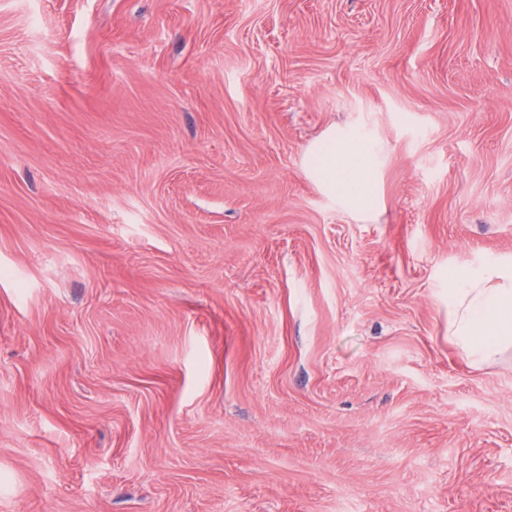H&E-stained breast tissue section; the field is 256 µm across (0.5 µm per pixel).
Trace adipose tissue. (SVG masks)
<instances>
[{
  "instance_id": "obj_1",
  "label": "adipose tissue",
  "mask_w": 512,
  "mask_h": 512,
  "mask_svg": "<svg viewBox=\"0 0 512 512\" xmlns=\"http://www.w3.org/2000/svg\"><path fill=\"white\" fill-rule=\"evenodd\" d=\"M382 155L362 129L337 130L306 157L305 167L351 214L369 217L380 201ZM450 342L480 368L512 353V259L498 260L466 276L448 277Z\"/></svg>"
}]
</instances>
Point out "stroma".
<instances>
[{
  "label": "stroma",
  "instance_id": "obj_1",
  "mask_svg": "<svg viewBox=\"0 0 512 512\" xmlns=\"http://www.w3.org/2000/svg\"><path fill=\"white\" fill-rule=\"evenodd\" d=\"M509 257L512 0H0V512H512ZM382 155L370 134L358 128L336 130L306 156L305 167L336 205L367 218L380 201L378 170ZM448 339L481 368L512 351V259L448 276Z\"/></svg>",
  "mask_w": 512,
  "mask_h": 512
}]
</instances>
